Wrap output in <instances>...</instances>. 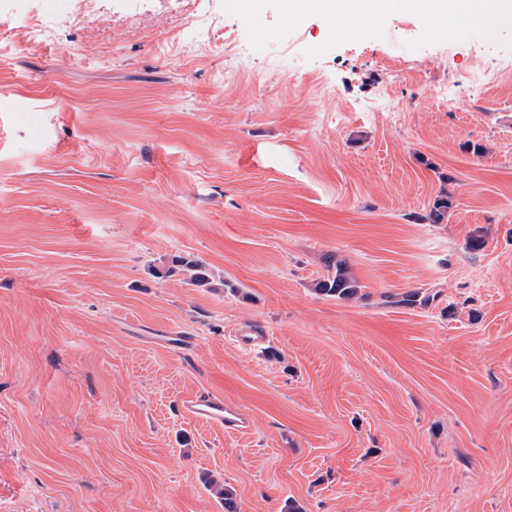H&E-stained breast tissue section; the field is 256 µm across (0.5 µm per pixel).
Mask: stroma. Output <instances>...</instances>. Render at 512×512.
Here are the masks:
<instances>
[{"instance_id": "1", "label": "stroma", "mask_w": 512, "mask_h": 512, "mask_svg": "<svg viewBox=\"0 0 512 512\" xmlns=\"http://www.w3.org/2000/svg\"><path fill=\"white\" fill-rule=\"evenodd\" d=\"M66 7L0 0V512H512V50ZM316 289L321 294L339 298H349L357 292L356 285L346 277L341 267L337 268L335 276L320 281ZM184 406L193 418L223 428L225 433L240 434L250 429L249 419L224 404L220 396L199 393L187 399Z\"/></svg>"}]
</instances>
